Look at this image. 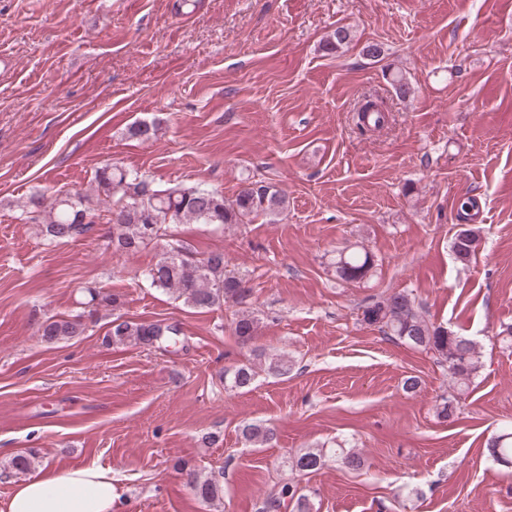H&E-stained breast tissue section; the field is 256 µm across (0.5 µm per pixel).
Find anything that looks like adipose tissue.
<instances>
[{
	"mask_svg": "<svg viewBox=\"0 0 512 512\" xmlns=\"http://www.w3.org/2000/svg\"><path fill=\"white\" fill-rule=\"evenodd\" d=\"M113 499L111 470L48 460L38 476L17 484L0 512H112Z\"/></svg>",
	"mask_w": 512,
	"mask_h": 512,
	"instance_id": "1",
	"label": "adipose tissue"
}]
</instances>
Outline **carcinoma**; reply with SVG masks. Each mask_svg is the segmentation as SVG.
<instances>
[{"label": "carcinoma", "instance_id": "carcinoma-1", "mask_svg": "<svg viewBox=\"0 0 512 512\" xmlns=\"http://www.w3.org/2000/svg\"><path fill=\"white\" fill-rule=\"evenodd\" d=\"M352 40L351 30L338 26L325 39L323 47L337 53ZM362 119L377 126L384 121L381 108L371 100L360 105ZM158 126L134 123L127 129L128 137L147 142L156 137ZM138 173L117 166H106L96 172L93 195L65 194L52 202L33 194L18 205L20 215L37 224L42 235L53 241L75 239L89 232L95 220L108 219L112 224L110 242L117 252H137L163 237L177 246V253H164L145 273L150 284L197 310H210L227 303L240 304L249 295L243 281L228 273L224 253L212 251L194 253L183 241L169 233L175 224H242L244 220L264 217L270 223L279 221L288 209L285 194L268 182L250 183L234 199L206 188L190 189L156 186L146 188L137 182ZM154 214L163 215L168 222L156 228L150 224ZM478 245L476 231L461 229L452 242L455 258L465 264L475 255ZM373 255L365 248H348L336 256V276L345 281L361 280L373 268ZM91 302L98 307L114 311L121 306V298L102 289L89 291ZM362 321L379 327L385 336L412 348L426 352L448 369V377L457 393L468 390L479 368L476 344L465 336H457L448 328L429 321L409 293L388 294L361 310ZM85 330L82 317L50 318L40 326L42 340L55 344L81 335ZM182 332L179 324L163 321L137 322L118 315L110 321L104 343L110 345H155L168 342ZM231 333L238 343L248 345L259 336V320L249 312L236 315ZM258 362L242 363L224 370L225 384L234 389L250 387L264 373L270 377H283L290 371L286 353L257 354ZM239 435L253 447H267L276 440L275 431L260 421H246L239 425ZM489 451L497 462L512 464V431H505L491 439ZM340 461L350 469L364 465L355 452L318 448L300 455L292 465L300 470L317 471L330 459ZM188 484L196 497L211 503L219 497L220 485L213 478H201L193 469L185 470ZM292 512H313L308 495L286 484L279 496L264 501L261 512H279L281 508Z\"/></svg>", "mask_w": 512, "mask_h": 512}]
</instances>
